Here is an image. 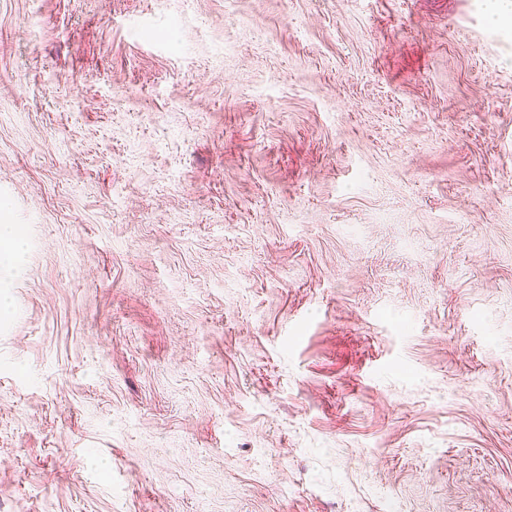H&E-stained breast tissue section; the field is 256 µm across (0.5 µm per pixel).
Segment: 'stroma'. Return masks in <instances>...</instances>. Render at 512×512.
Instances as JSON below:
<instances>
[{"mask_svg": "<svg viewBox=\"0 0 512 512\" xmlns=\"http://www.w3.org/2000/svg\"><path fill=\"white\" fill-rule=\"evenodd\" d=\"M0 0V512H512V20ZM0 242L7 244V247L0 251V264L16 262L22 250L23 240L11 224L0 225Z\"/></svg>", "mask_w": 512, "mask_h": 512, "instance_id": "obj_1", "label": "stroma"}]
</instances>
